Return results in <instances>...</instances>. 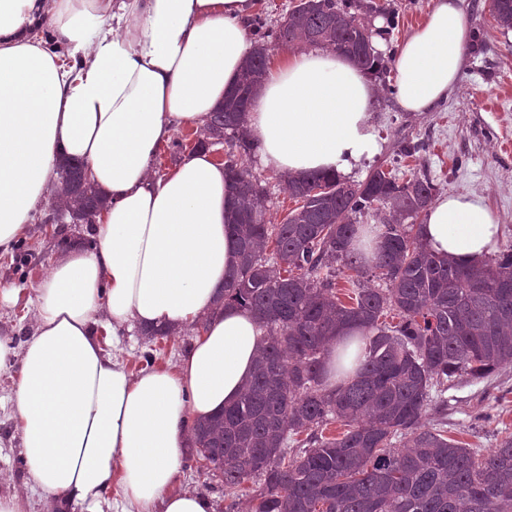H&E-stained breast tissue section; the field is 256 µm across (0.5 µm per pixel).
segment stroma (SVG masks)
Instances as JSON below:
<instances>
[{
    "mask_svg": "<svg viewBox=\"0 0 512 512\" xmlns=\"http://www.w3.org/2000/svg\"><path fill=\"white\" fill-rule=\"evenodd\" d=\"M372 46L385 73L375 78L377 96L371 112L377 148L349 173L361 182L375 167L399 178H428L436 196L476 194L484 197L501 224L502 245H512V31L494 21L491 0H461L471 32L461 74L446 99L428 112H405L395 99L394 56L402 40L423 19L432 0H371ZM421 140V159L398 158L401 140ZM89 224L30 225L27 267L17 271L11 254H0V284L32 289L46 275L58 251L57 242L91 238ZM193 331L148 344L144 336L125 337L118 354L133 371L144 368L143 352L156 347L157 364L175 362L191 346ZM11 374L0 371V496H14L27 512H43L44 501L33 488L22 455L10 400ZM423 423L447 431L470 448L489 450L512 435V365L448 392L443 412L429 413Z\"/></svg>",
    "mask_w": 512,
    "mask_h": 512,
    "instance_id": "1",
    "label": "stroma"
}]
</instances>
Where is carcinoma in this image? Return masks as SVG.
<instances>
[{
	"instance_id": "carcinoma-1",
	"label": "carcinoma",
	"mask_w": 512,
	"mask_h": 512,
	"mask_svg": "<svg viewBox=\"0 0 512 512\" xmlns=\"http://www.w3.org/2000/svg\"><path fill=\"white\" fill-rule=\"evenodd\" d=\"M371 4L315 0L271 32L253 21L254 48L240 79L261 80L269 51L317 46L377 70L360 51ZM496 24L512 29V0H492ZM241 103L212 113L198 142L231 143L224 159L234 189L236 262L224 304L249 309L265 330L250 382L224 412L190 426L196 458L218 480L226 512L245 482H260L248 512H512V437L485 453L466 448L422 419L444 394L512 364V247L476 266L432 254L419 225L435 186L399 181L381 168L365 181L316 173L285 181L295 207L265 221L269 192L247 157L254 150ZM71 224H93L107 203L80 160L58 171ZM389 210L373 258L353 248L357 218ZM351 285L348 301L336 289ZM358 334L363 356L347 371L329 367L340 328ZM338 424L341 432L325 430Z\"/></svg>"
}]
</instances>
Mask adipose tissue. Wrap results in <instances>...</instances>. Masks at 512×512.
<instances>
[{"label":"adipose tissue","instance_id":"ef3b65f1","mask_svg":"<svg viewBox=\"0 0 512 512\" xmlns=\"http://www.w3.org/2000/svg\"><path fill=\"white\" fill-rule=\"evenodd\" d=\"M260 0H0V252L35 223L59 161L78 157L111 199L94 247H71L34 290L32 336H0L17 367L14 420L45 512H213L175 490L187 421L236 401L264 331L219 306L233 261L234 192L209 152L165 175L153 161L181 127L203 128L251 49ZM458 0H436L394 58L396 97L430 111L461 71ZM375 86L330 50L275 56L243 120L260 163L283 175L348 174L376 148ZM421 234L435 254L480 263L501 245L484 199L440 197ZM206 327L175 363L133 372L102 346L137 328Z\"/></svg>","mask_w":512,"mask_h":512}]
</instances>
